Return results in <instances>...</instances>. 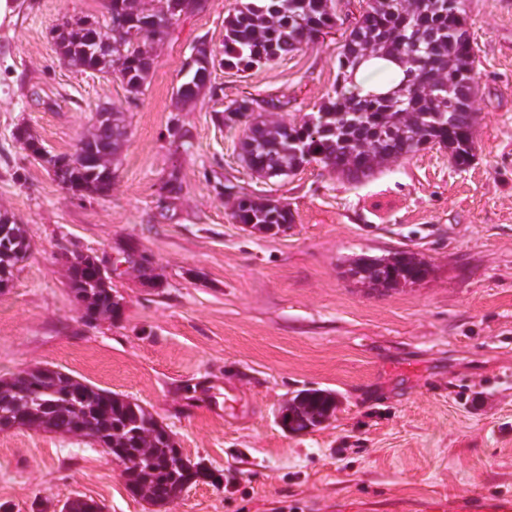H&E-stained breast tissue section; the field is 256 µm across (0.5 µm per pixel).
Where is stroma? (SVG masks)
Instances as JSON below:
<instances>
[{
    "mask_svg": "<svg viewBox=\"0 0 512 512\" xmlns=\"http://www.w3.org/2000/svg\"><path fill=\"white\" fill-rule=\"evenodd\" d=\"M0 24V213L24 224L29 257L0 293V379L58 369L128 396L191 458L221 471L159 508L132 496L122 466L85 441L0 432V512H59L70 498L106 512H477L512 500V0H466L476 54L475 157L402 158L348 182L320 163L262 179L238 157L242 128L216 118L248 98L297 123L336 80V55L362 0H339L335 30L270 64L213 73V95L176 110L192 44L224 40L235 0H207L157 49L144 95L116 76L58 60L50 28L101 15L105 0H14ZM128 140L105 197H78L14 139L30 128L72 150L100 105ZM186 134L176 147L171 126ZM178 173L183 190L161 186ZM287 204L286 232L245 231L224 183ZM409 250L422 282L369 290L349 260ZM114 268L118 319L85 323L65 255ZM303 388L333 391L315 430L281 429Z\"/></svg>",
    "mask_w": 512,
    "mask_h": 512,
    "instance_id": "35a3bbf8",
    "label": "stroma"
}]
</instances>
